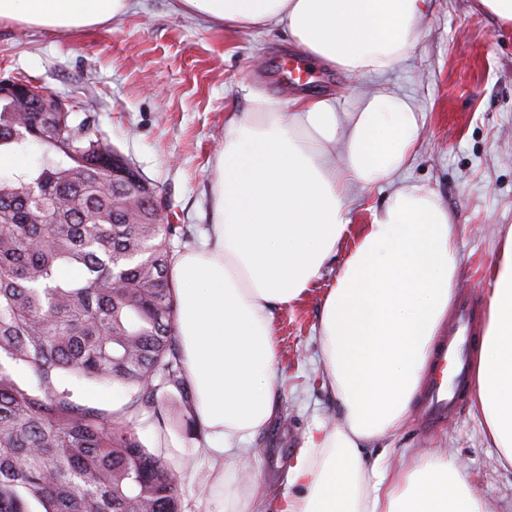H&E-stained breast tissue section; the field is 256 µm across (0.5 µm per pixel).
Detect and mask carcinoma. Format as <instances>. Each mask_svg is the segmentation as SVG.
Masks as SVG:
<instances>
[{
	"instance_id": "obj_1",
	"label": "carcinoma",
	"mask_w": 512,
	"mask_h": 512,
	"mask_svg": "<svg viewBox=\"0 0 512 512\" xmlns=\"http://www.w3.org/2000/svg\"><path fill=\"white\" fill-rule=\"evenodd\" d=\"M87 114L19 112L0 98V150L47 145L41 164L0 180V512H183L180 472L127 420L71 400L60 378L184 392L171 277L175 224H153L133 191L112 192L120 153Z\"/></svg>"
}]
</instances>
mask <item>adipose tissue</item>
I'll list each match as a JSON object with an SVG mask.
<instances>
[{
	"label": "adipose tissue",
	"mask_w": 512,
	"mask_h": 512,
	"mask_svg": "<svg viewBox=\"0 0 512 512\" xmlns=\"http://www.w3.org/2000/svg\"><path fill=\"white\" fill-rule=\"evenodd\" d=\"M209 23L279 29L313 58L381 77L405 61L429 0H178ZM128 0H0V20L84 28ZM421 127L409 101L381 88L339 111L331 98L291 103L255 94L224 122L215 161L214 222L172 272L184 376L195 393L198 450L227 507L239 496L226 456L279 406L275 309L303 298L348 228L355 187L391 184L324 296L318 334L332 428L315 425L285 475L279 505L258 512H487L446 449L389 474L373 442L408 417L461 273L455 226L429 186L401 181ZM484 326L472 354L474 407L512 467V229L489 272Z\"/></svg>",
	"instance_id": "obj_1"
}]
</instances>
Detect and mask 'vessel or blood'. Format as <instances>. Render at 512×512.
I'll list each match as a JSON object with an SVG mask.
<instances>
[{"instance_id":"vessel-or-blood-1","label":"vessel or blood","mask_w":512,"mask_h":512,"mask_svg":"<svg viewBox=\"0 0 512 512\" xmlns=\"http://www.w3.org/2000/svg\"><path fill=\"white\" fill-rule=\"evenodd\" d=\"M473 339L469 313L458 305L455 329L437 358L431 382L423 390L424 422L434 425L450 417L459 404V391L470 382L469 346Z\"/></svg>"}]
</instances>
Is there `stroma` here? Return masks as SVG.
Listing matches in <instances>:
<instances>
[{
	"label": "stroma",
	"mask_w": 512,
	"mask_h": 512,
	"mask_svg": "<svg viewBox=\"0 0 512 512\" xmlns=\"http://www.w3.org/2000/svg\"><path fill=\"white\" fill-rule=\"evenodd\" d=\"M302 54L282 33L216 26L176 0H131L120 18L79 30L0 21V76L30 78L91 112L96 129L156 187L172 223L184 226L186 238L172 240L177 255L198 247L210 228L224 119L247 111L250 93L284 101L327 95L348 111L379 85L398 91L422 124L402 177L428 184L447 206L464 267L456 294L472 297L474 318L482 320L487 269L512 227V27L482 11L478 0H430L409 58L385 78L352 77L320 63L311 65L307 82L284 81L283 64ZM341 262L330 259L306 298L275 312L281 411L247 455L230 461L239 494L256 484L277 497L309 429L336 416V402L322 386L317 330L323 295ZM62 384L76 405L128 417L145 448L182 464L184 512H217L197 442L175 424L180 410H166L162 428L150 412L131 411L136 389L69 376ZM381 444L393 472L416 452L448 449L491 512H512V470L500 466L470 401L433 428L413 404L405 427Z\"/></svg>",
	"instance_id": "stroma-1"
}]
</instances>
